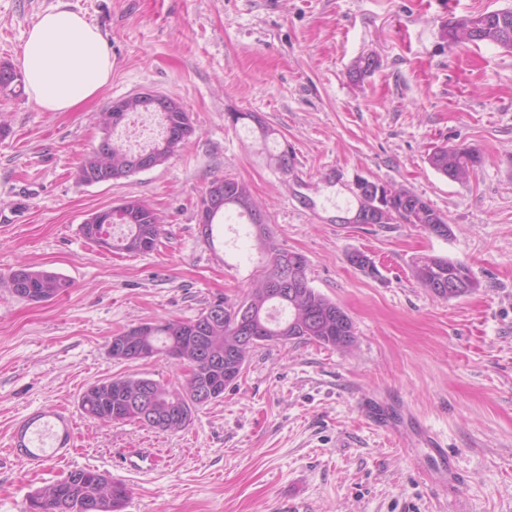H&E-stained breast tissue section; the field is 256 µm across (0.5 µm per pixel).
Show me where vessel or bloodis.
<instances>
[{
    "label": "vessel or blood",
    "instance_id": "vessel-or-blood-1",
    "mask_svg": "<svg viewBox=\"0 0 512 512\" xmlns=\"http://www.w3.org/2000/svg\"><path fill=\"white\" fill-rule=\"evenodd\" d=\"M74 442L72 418L62 410H36L14 426L11 450L32 462H47L66 457Z\"/></svg>",
    "mask_w": 512,
    "mask_h": 512
}]
</instances>
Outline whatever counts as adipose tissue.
<instances>
[{"label":"adipose tissue","mask_w":512,"mask_h":512,"mask_svg":"<svg viewBox=\"0 0 512 512\" xmlns=\"http://www.w3.org/2000/svg\"><path fill=\"white\" fill-rule=\"evenodd\" d=\"M29 95L46 112H64L93 96L112 76V60L99 31L64 7L44 12L22 51Z\"/></svg>","instance_id":"ef3b65f1"}]
</instances>
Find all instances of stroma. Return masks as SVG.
I'll return each instance as SVG.
<instances>
[{
    "instance_id": "stroma-1",
    "label": "stroma",
    "mask_w": 512,
    "mask_h": 512,
    "mask_svg": "<svg viewBox=\"0 0 512 512\" xmlns=\"http://www.w3.org/2000/svg\"><path fill=\"white\" fill-rule=\"evenodd\" d=\"M58 5L99 29L112 78L66 112L0 94V512H25L30 493L80 468L127 485L123 512H512V49L442 37L450 20L512 0H0V63L20 67L28 30ZM367 55L379 68L351 77ZM141 93L179 98L193 135L154 169L80 182L102 136L96 113ZM233 111L275 129L293 179L270 167L258 133L232 127ZM444 145L477 149L482 166L444 177L428 162ZM225 175L249 184L275 242L303 254L312 287L349 314L354 347H255L177 433L85 417L94 383L183 378L162 356L112 360V336L194 319L256 284L267 253L249 225L201 235L200 198ZM358 175L415 192L451 235L336 223ZM300 180L316 209L295 197ZM128 199L165 219L150 253L81 231ZM355 251L378 275L349 263ZM425 254L466 263L478 290L448 300L423 288L411 267ZM22 264L71 286L21 299L5 280ZM41 408L66 410L76 435L67 459L36 466L7 443ZM144 451L153 468H121Z\"/></svg>"
}]
</instances>
